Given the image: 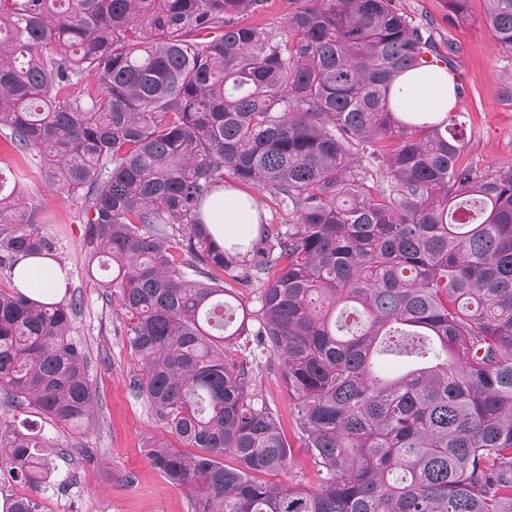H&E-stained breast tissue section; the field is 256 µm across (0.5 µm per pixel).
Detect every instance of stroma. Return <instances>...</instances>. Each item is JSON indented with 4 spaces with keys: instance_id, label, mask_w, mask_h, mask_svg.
Masks as SVG:
<instances>
[{
    "instance_id": "35a3bbf8",
    "label": "stroma",
    "mask_w": 512,
    "mask_h": 512,
    "mask_svg": "<svg viewBox=\"0 0 512 512\" xmlns=\"http://www.w3.org/2000/svg\"><path fill=\"white\" fill-rule=\"evenodd\" d=\"M415 20L434 26L437 42L454 43L455 65L466 78L456 111L474 130L464 161L488 168L512 161V98L503 89L512 77V50L500 48L483 22L484 0H469L465 19L451 24L448 0H398ZM26 170L19 186L41 217L39 228L59 244L57 256L69 268L71 294L80 301L73 335L87 354L88 375L96 390L95 421L84 432L59 425L33 409L11 407L0 400V429L27 421L40 429L51 454L53 473L39 492L0 475V498L14 500L35 495L41 512H192L188 489L173 486L146 454L149 441L164 433L148 403L137 397L131 379L141 362L121 330L123 313L106 300L97 280L103 270L87 274L86 245L79 222L80 203L46 187L33 174L37 156L19 160L0 139V162ZM228 356L250 362L257 385L276 409L292 450L283 479L308 490L323 483L314 459L304 447L294 403L282 380L277 359L255 340H241Z\"/></svg>"
}]
</instances>
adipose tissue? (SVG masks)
<instances>
[{"mask_svg": "<svg viewBox=\"0 0 512 512\" xmlns=\"http://www.w3.org/2000/svg\"><path fill=\"white\" fill-rule=\"evenodd\" d=\"M455 103L452 78L443 68L425 66L406 72L391 90V108L397 117L415 122H435L446 117ZM205 220L219 243L250 239L259 223L255 201L232 186L216 193L205 208ZM22 291L33 300L54 303L67 285L64 264L50 258L21 259L14 270Z\"/></svg>", "mask_w": 512, "mask_h": 512, "instance_id": "1", "label": "adipose tissue"}]
</instances>
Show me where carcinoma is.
Returning a JSON list of instances; mask_svg holds the SVG:
<instances>
[{
	"instance_id": "carcinoma-1",
	"label": "carcinoma",
	"mask_w": 512,
	"mask_h": 512,
	"mask_svg": "<svg viewBox=\"0 0 512 512\" xmlns=\"http://www.w3.org/2000/svg\"><path fill=\"white\" fill-rule=\"evenodd\" d=\"M267 0H0V135L81 201L103 294L142 373L131 389L176 443L153 465L193 512H512V163L462 162L466 122L399 120L394 80L439 55L395 0H292L286 27L243 23ZM484 23L512 49V0ZM294 215L262 225L252 263L202 217L225 177ZM0 171V271L58 242ZM260 284L250 310L236 288ZM80 303L0 285V391L65 426L94 417ZM279 361L322 472L267 475L291 449L247 363ZM384 355L415 358L385 376ZM31 424L0 432V471L51 468ZM230 457L234 464H224Z\"/></svg>"
}]
</instances>
